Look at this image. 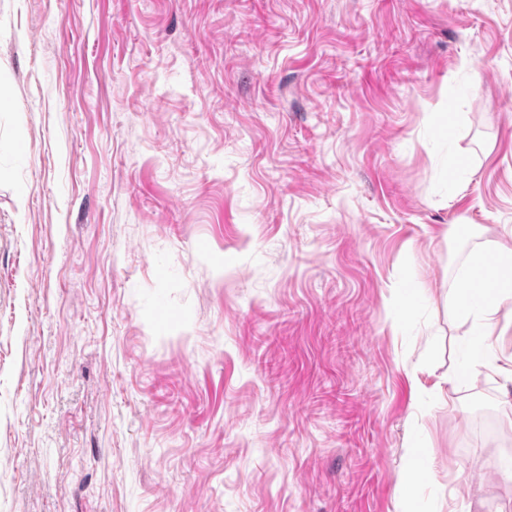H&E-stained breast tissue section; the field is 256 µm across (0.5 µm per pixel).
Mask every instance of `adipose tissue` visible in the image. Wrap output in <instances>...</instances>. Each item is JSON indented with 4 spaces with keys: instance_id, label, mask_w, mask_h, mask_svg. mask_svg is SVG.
Listing matches in <instances>:
<instances>
[{
    "instance_id": "obj_1",
    "label": "adipose tissue",
    "mask_w": 512,
    "mask_h": 512,
    "mask_svg": "<svg viewBox=\"0 0 512 512\" xmlns=\"http://www.w3.org/2000/svg\"><path fill=\"white\" fill-rule=\"evenodd\" d=\"M470 267H486L487 282L484 288L465 292L458 308L460 318L472 321L476 365H484L494 347L493 331L501 308H512V244L488 241L485 247L474 254Z\"/></svg>"
}]
</instances>
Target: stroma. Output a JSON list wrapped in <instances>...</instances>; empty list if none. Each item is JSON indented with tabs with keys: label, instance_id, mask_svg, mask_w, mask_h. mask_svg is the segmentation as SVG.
Instances as JSON below:
<instances>
[{
	"label": "stroma",
	"instance_id": "1",
	"mask_svg": "<svg viewBox=\"0 0 512 512\" xmlns=\"http://www.w3.org/2000/svg\"><path fill=\"white\" fill-rule=\"evenodd\" d=\"M510 230L512 0H0V512H512ZM488 256L494 258V264L487 270L486 286L466 291L458 308L460 318L472 320L470 335L481 336L475 344L476 366H483L486 361L495 358L491 351L495 345L492 336L497 325V315L502 307L512 309V244L510 241H488L470 259L469 271L486 266Z\"/></svg>",
	"mask_w": 512,
	"mask_h": 512
}]
</instances>
